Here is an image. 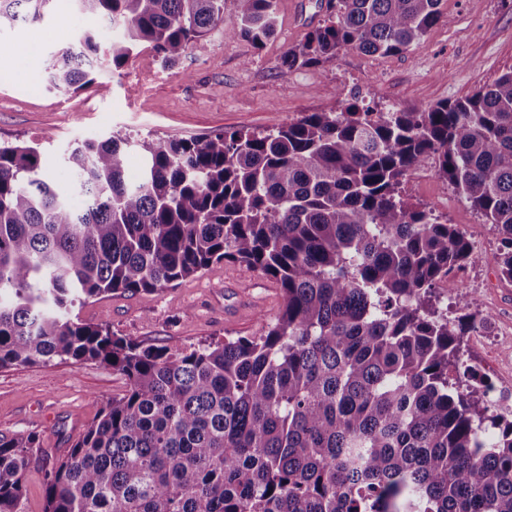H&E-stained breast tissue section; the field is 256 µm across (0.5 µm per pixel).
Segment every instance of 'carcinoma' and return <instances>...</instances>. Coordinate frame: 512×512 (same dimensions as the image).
<instances>
[{"instance_id": "carcinoma-1", "label": "carcinoma", "mask_w": 512, "mask_h": 512, "mask_svg": "<svg viewBox=\"0 0 512 512\" xmlns=\"http://www.w3.org/2000/svg\"><path fill=\"white\" fill-rule=\"evenodd\" d=\"M52 0H0V26ZM95 29L53 55L47 84L89 88L101 58L146 44L165 63L204 48L226 0H73ZM442 0H328L285 70L353 49L398 55ZM261 48L276 0H232ZM143 156L138 181L125 158ZM438 174L497 229L512 283V71L453 103L348 104L269 131L87 141L68 191L37 148L0 143V367L96 361L127 381L45 472L43 512H512V410L461 388L463 336L435 288L474 245L403 195ZM222 261L274 278L283 306L258 336L181 350L143 346L71 317L116 292L154 293ZM34 435H0V512H26Z\"/></svg>"}]
</instances>
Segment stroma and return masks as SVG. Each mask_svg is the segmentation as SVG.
I'll return each instance as SVG.
<instances>
[{
    "label": "stroma",
    "mask_w": 512,
    "mask_h": 512,
    "mask_svg": "<svg viewBox=\"0 0 512 512\" xmlns=\"http://www.w3.org/2000/svg\"><path fill=\"white\" fill-rule=\"evenodd\" d=\"M327 0H277L276 33L263 49L239 36L233 7L204 50L166 65L142 47L120 69L102 64L94 84L57 93L45 84L54 51L70 46L93 22L72 0H54L45 20L0 28V141L37 146L61 187L71 176L64 157L90 138L112 134L184 137L237 129L272 130L307 112L354 103L404 110L464 99L512 70V0H444V15L400 55L342 51L314 66L284 71L281 57L323 23ZM410 202L456 225L474 246L459 291L435 290L449 314H490L495 336L463 338L472 366L492 382L512 384V288L498 270L500 240L467 200L427 161L404 185ZM283 303L275 280L224 261L173 288L88 300L81 319L143 345L185 348L233 336H255ZM126 390L105 363L53 360L0 368V434L33 433L50 454L33 461L26 512L43 510V476L66 455L99 409Z\"/></svg>",
    "instance_id": "stroma-1"
}]
</instances>
